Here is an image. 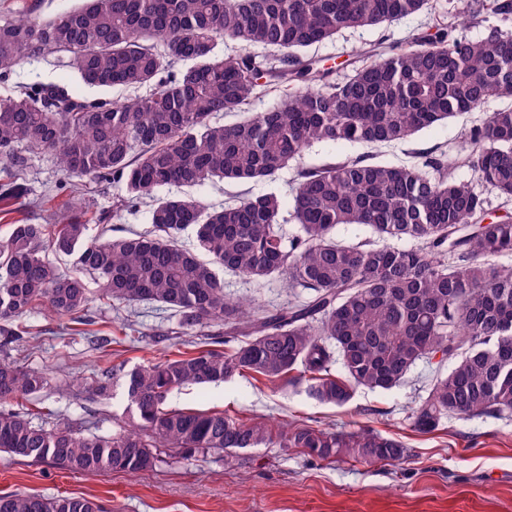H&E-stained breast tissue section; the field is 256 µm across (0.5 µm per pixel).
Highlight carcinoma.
<instances>
[{
    "instance_id": "cac0c4a2",
    "label": "carcinoma",
    "mask_w": 512,
    "mask_h": 512,
    "mask_svg": "<svg viewBox=\"0 0 512 512\" xmlns=\"http://www.w3.org/2000/svg\"><path fill=\"white\" fill-rule=\"evenodd\" d=\"M430 0H83L43 19L31 6L0 17V78L27 59L69 54L83 84L149 88L127 102L90 99L41 84L0 97V163L12 169L0 200L23 193L28 155L50 153L67 177L91 176L121 191L105 224L127 208H150L151 229L88 240L90 187L62 182L68 214L11 223L0 243V452L83 473L140 472L161 449L184 456L262 445L299 448L322 461L393 464L400 441L361 427L332 432L290 426L274 441L264 422L222 411L167 405L186 386L235 376L298 382L323 404H346L357 387L391 390L420 361H436L413 427L428 434L455 417L512 415V221L483 223L487 200L449 172L467 167L492 190L512 197V107L490 113L461 136L453 152L416 164L389 165L368 155L297 171L296 233L279 229L281 200L266 194L210 208L191 197L159 194L172 185L214 178H271L315 142L392 144L497 96L512 99V0H486L500 25L472 41L454 35L474 14V0H452L439 34L391 55L372 49L344 82L304 55L344 28H363L423 12ZM236 39L281 52L261 68L251 54L226 55ZM278 103L231 124L217 115L242 112L256 91ZM369 228L377 244L345 243L336 229ZM193 229L196 246L181 243ZM411 241L399 248L392 242ZM75 256L109 304H155L173 314L168 336H193L196 348L172 358L122 364L95 375L88 391L126 382L128 427L111 436L47 428L13 402L49 386L45 370L8 356L32 340L24 316L44 307L79 325L92 322L84 280L61 270L46 250ZM223 269L264 283L276 277L307 291L270 310L224 293ZM226 350L218 349L219 345ZM341 366V373L332 366ZM0 512H103L85 497L27 493L0 496Z\"/></svg>"
}]
</instances>
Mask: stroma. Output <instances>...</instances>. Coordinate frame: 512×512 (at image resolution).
<instances>
[{
  "label": "stroma",
  "mask_w": 512,
  "mask_h": 512,
  "mask_svg": "<svg viewBox=\"0 0 512 512\" xmlns=\"http://www.w3.org/2000/svg\"><path fill=\"white\" fill-rule=\"evenodd\" d=\"M431 3L430 10L391 24L342 30L310 47L309 53L332 67L336 80H343L351 75L358 53L374 47L388 51L406 48L416 38L434 33L436 18L449 0ZM50 83L69 86L87 97L96 95L79 82L64 55L51 54L25 61L9 77L0 78V96L23 86ZM511 104L505 99H489L481 111L449 119L390 145L317 143L303 150L300 162L314 165L367 153L390 164L421 163L427 154L457 142L463 130L482 124L488 113ZM294 176V168L288 167L270 180L216 179L192 188L172 186L168 192L196 197L212 207L234 198L276 194L283 203L281 228L289 235L296 229L291 219ZM23 178L29 196L10 204L0 202V240L8 237L11 220L25 217L41 224L50 212L66 207L67 198L62 194L49 209L31 205L63 178L52 155L30 158ZM220 277L226 294L257 299L270 309L305 295L303 289L276 279L256 284L228 271ZM91 311L101 332L121 335L122 322L129 319L137 322L145 335L97 349L86 336L71 331L68 319L37 310L28 317L37 339L20 343L11 355L26 366L47 370L50 387L19 398L17 405L32 412L43 406L52 408L54 415L47 421L51 427L113 434L128 425L123 383L115 382L108 396L93 397L78 392L74 380L119 360L132 368L189 350L190 339L164 335V328L172 324L170 314L151 305L97 303ZM434 370V365L418 362L399 386L388 391L355 389L349 402L340 407L317 402L302 384L251 375L218 385L188 386L170 397L176 407L219 410L275 429L291 424L337 431L368 426L406 445L405 458L393 466L319 461L296 448L260 447L167 458L138 473L107 470L87 474L0 453V496L26 492L94 497L106 512H512V417L450 418L428 434L414 429L411 411L425 397Z\"/></svg>",
  "instance_id": "stroma-1"
}]
</instances>
